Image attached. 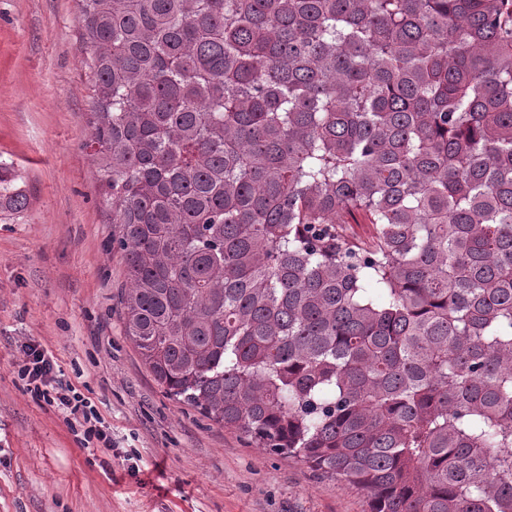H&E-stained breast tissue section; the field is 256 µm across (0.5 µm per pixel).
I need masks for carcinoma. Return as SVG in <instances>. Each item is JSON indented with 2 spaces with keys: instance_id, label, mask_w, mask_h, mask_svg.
Listing matches in <instances>:
<instances>
[{
  "instance_id": "carcinoma-1",
  "label": "carcinoma",
  "mask_w": 512,
  "mask_h": 512,
  "mask_svg": "<svg viewBox=\"0 0 512 512\" xmlns=\"http://www.w3.org/2000/svg\"><path fill=\"white\" fill-rule=\"evenodd\" d=\"M77 2L165 393L369 512H512V0Z\"/></svg>"
}]
</instances>
